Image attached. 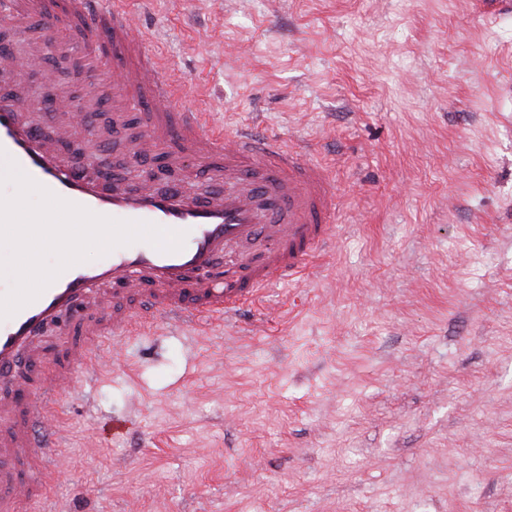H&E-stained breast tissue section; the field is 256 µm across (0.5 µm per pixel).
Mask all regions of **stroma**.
<instances>
[{
	"instance_id": "stroma-1",
	"label": "stroma",
	"mask_w": 512,
	"mask_h": 512,
	"mask_svg": "<svg viewBox=\"0 0 512 512\" xmlns=\"http://www.w3.org/2000/svg\"><path fill=\"white\" fill-rule=\"evenodd\" d=\"M215 125L310 151L334 245L227 321L159 326L65 397L27 512H512V9L497 0H128ZM125 159L140 126L69 54ZM124 417L126 434L102 432Z\"/></svg>"
}]
</instances>
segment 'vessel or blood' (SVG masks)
I'll list each match as a JSON object with an SVG mask.
<instances>
[{
  "label": "vessel or blood",
  "instance_id": "1",
  "mask_svg": "<svg viewBox=\"0 0 512 512\" xmlns=\"http://www.w3.org/2000/svg\"><path fill=\"white\" fill-rule=\"evenodd\" d=\"M35 33L41 47L70 49L97 69L118 71L112 102L136 114L143 131L132 158L161 152L166 165L186 158L223 177L220 198L181 188L111 185L105 158L71 163L49 149L54 134L22 122L20 102L0 91V151L60 198L122 221L152 223L184 233L181 250L162 252L144 241L114 248L96 264L64 270L41 295L0 320V384L22 390L14 373L21 356L44 362L39 343L48 330L62 349L32 401L0 398V512H25L50 489L53 454L67 437L60 398L77 368L99 371L106 355L168 321L223 320L240 303L293 279L320 259L333 239L337 195L328 169L278 136L250 128L213 130L202 104L187 103L186 81L146 36L127 0H0V24Z\"/></svg>",
  "mask_w": 512,
  "mask_h": 512
}]
</instances>
